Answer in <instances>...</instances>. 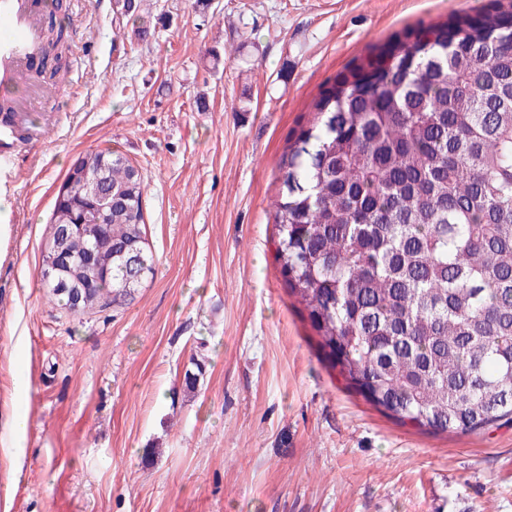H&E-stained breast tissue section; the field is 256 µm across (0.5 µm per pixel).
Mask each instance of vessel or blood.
I'll use <instances>...</instances> for the list:
<instances>
[{"instance_id":"b4317fda","label":"vessel or blood","mask_w":512,"mask_h":512,"mask_svg":"<svg viewBox=\"0 0 512 512\" xmlns=\"http://www.w3.org/2000/svg\"><path fill=\"white\" fill-rule=\"evenodd\" d=\"M0 26L10 30L0 41V88L18 87L36 57L41 39L38 10L32 0H0Z\"/></svg>"}]
</instances>
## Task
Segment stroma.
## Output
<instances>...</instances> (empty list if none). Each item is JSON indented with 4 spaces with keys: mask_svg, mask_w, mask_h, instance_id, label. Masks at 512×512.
I'll return each mask as SVG.
<instances>
[{
    "mask_svg": "<svg viewBox=\"0 0 512 512\" xmlns=\"http://www.w3.org/2000/svg\"><path fill=\"white\" fill-rule=\"evenodd\" d=\"M68 2L69 72L0 166V512H512V425L447 436L366 404L289 296L272 224L322 84L480 0ZM104 149L141 171L157 265L77 315L41 248L68 170Z\"/></svg>",
    "mask_w": 512,
    "mask_h": 512,
    "instance_id": "obj_1",
    "label": "stroma"
}]
</instances>
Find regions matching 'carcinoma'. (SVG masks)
<instances>
[{
  "label": "carcinoma",
  "instance_id": "carcinoma-1",
  "mask_svg": "<svg viewBox=\"0 0 512 512\" xmlns=\"http://www.w3.org/2000/svg\"><path fill=\"white\" fill-rule=\"evenodd\" d=\"M54 64L68 27L50 18ZM112 197L98 232L112 262L88 292L132 296L155 259L143 231V180L122 155L83 158ZM274 202L276 260L324 358L383 415L434 433L512 424V0L407 29L326 80L292 130ZM50 231L84 224L96 200L70 170ZM42 287L71 309L64 288Z\"/></svg>",
  "mask_w": 512,
  "mask_h": 512
}]
</instances>
